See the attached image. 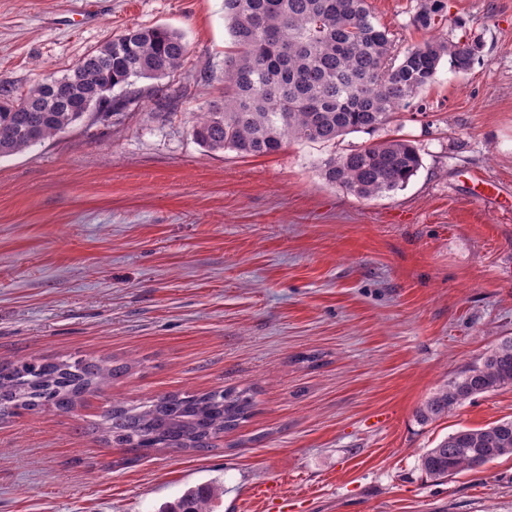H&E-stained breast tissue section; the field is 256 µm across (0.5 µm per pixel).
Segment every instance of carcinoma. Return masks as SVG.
Returning <instances> with one entry per match:
<instances>
[{
	"instance_id": "obj_1",
	"label": "carcinoma",
	"mask_w": 512,
	"mask_h": 512,
	"mask_svg": "<svg viewBox=\"0 0 512 512\" xmlns=\"http://www.w3.org/2000/svg\"><path fill=\"white\" fill-rule=\"evenodd\" d=\"M232 50L224 58V96L196 113L194 140L212 152L267 156L292 141L333 144L391 122L435 80L440 63L464 73L482 45L433 37L402 54L394 34L376 21L367 0H224ZM447 21L445 0H420L412 25L433 30ZM189 54L179 31L133 26L85 54L57 76L25 91L0 81V159L65 132L90 112L110 115L135 100L142 80L161 81ZM422 166L405 138L361 144L322 159L324 179L360 198L405 187ZM129 366L88 356L0 363V416L50 407L71 412ZM512 386V340L460 371L419 410L435 421L478 395ZM254 394L229 387L164 394L137 405L115 402L99 431L108 443L147 454L158 448L201 451L249 418ZM512 455V420L462 427L428 449L420 469L441 480ZM209 485L181 497L168 512H212Z\"/></svg>"
}]
</instances>
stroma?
<instances>
[{
    "label": "stroma",
    "mask_w": 512,
    "mask_h": 512,
    "mask_svg": "<svg viewBox=\"0 0 512 512\" xmlns=\"http://www.w3.org/2000/svg\"><path fill=\"white\" fill-rule=\"evenodd\" d=\"M224 0H0V80L24 90L135 25L190 56L119 118L87 114L0 160V362L91 356L129 375L70 413L0 419V512H161L188 490L214 512H512V456L451 480L420 456L458 428L512 419V387L432 422L448 379L512 339V0H368L405 50L437 34L483 46L441 63L397 122L258 157L212 153L193 112L224 91ZM403 135L422 165L362 199L323 158ZM317 362H307L310 354ZM248 387L251 416L204 452L147 456L91 426L112 402ZM447 21L444 0H421L412 25L418 30H433Z\"/></svg>",
    "instance_id": "stroma-1"
}]
</instances>
